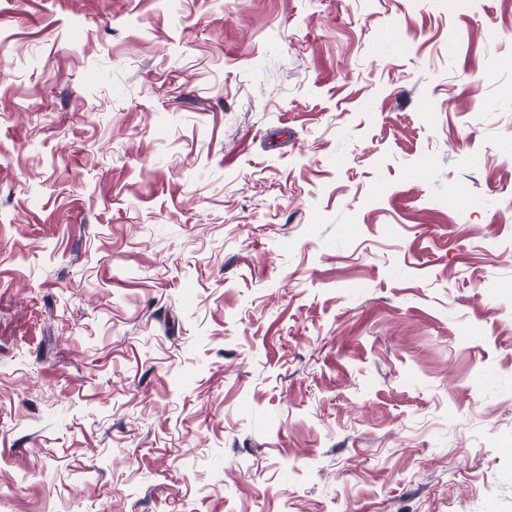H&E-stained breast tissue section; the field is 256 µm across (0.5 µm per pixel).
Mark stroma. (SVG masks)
I'll return each instance as SVG.
<instances>
[{
    "instance_id": "stroma-1",
    "label": "stroma",
    "mask_w": 512,
    "mask_h": 512,
    "mask_svg": "<svg viewBox=\"0 0 512 512\" xmlns=\"http://www.w3.org/2000/svg\"><path fill=\"white\" fill-rule=\"evenodd\" d=\"M0 512H512V0H0Z\"/></svg>"
}]
</instances>
